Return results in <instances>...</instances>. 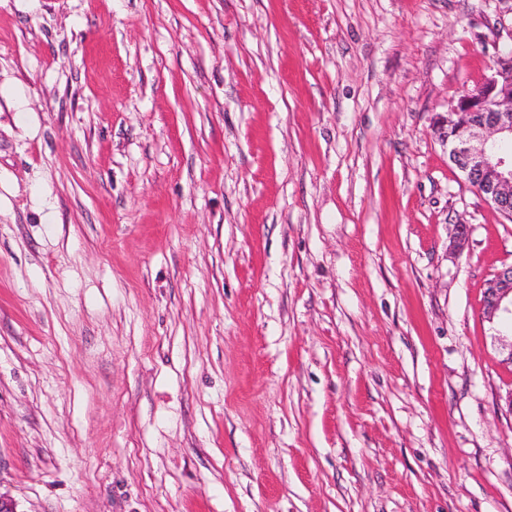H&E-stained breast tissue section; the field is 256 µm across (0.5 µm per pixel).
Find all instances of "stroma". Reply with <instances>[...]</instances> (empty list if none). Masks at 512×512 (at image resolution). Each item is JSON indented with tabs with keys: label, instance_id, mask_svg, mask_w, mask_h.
I'll return each mask as SVG.
<instances>
[{
	"label": "stroma",
	"instance_id": "1",
	"mask_svg": "<svg viewBox=\"0 0 512 512\" xmlns=\"http://www.w3.org/2000/svg\"><path fill=\"white\" fill-rule=\"evenodd\" d=\"M511 8L0 0V497L512 512V221L434 129ZM482 318L497 325L494 339L503 364L512 366V265L487 280L483 292Z\"/></svg>",
	"mask_w": 512,
	"mask_h": 512
}]
</instances>
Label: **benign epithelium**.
I'll return each mask as SVG.
<instances>
[{"mask_svg":"<svg viewBox=\"0 0 512 512\" xmlns=\"http://www.w3.org/2000/svg\"><path fill=\"white\" fill-rule=\"evenodd\" d=\"M438 131L463 181L512 219V48L498 50L476 91L449 104ZM481 314L498 326L501 362L512 366V265L485 283Z\"/></svg>","mask_w":512,"mask_h":512,"instance_id":"7a95c632","label":"benign epithelium"}]
</instances>
